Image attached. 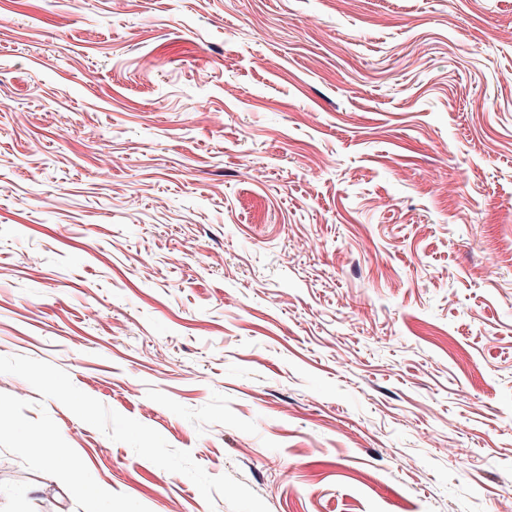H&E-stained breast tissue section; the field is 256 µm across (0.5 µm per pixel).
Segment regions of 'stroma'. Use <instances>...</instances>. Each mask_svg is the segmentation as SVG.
<instances>
[{
	"instance_id": "1",
	"label": "stroma",
	"mask_w": 512,
	"mask_h": 512,
	"mask_svg": "<svg viewBox=\"0 0 512 512\" xmlns=\"http://www.w3.org/2000/svg\"><path fill=\"white\" fill-rule=\"evenodd\" d=\"M506 30L512 0H0V512H495Z\"/></svg>"
}]
</instances>
